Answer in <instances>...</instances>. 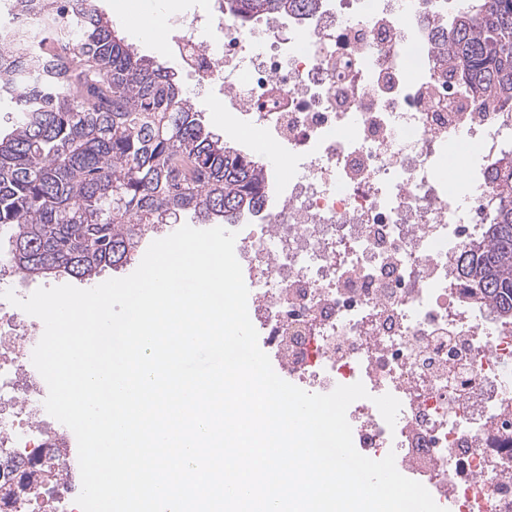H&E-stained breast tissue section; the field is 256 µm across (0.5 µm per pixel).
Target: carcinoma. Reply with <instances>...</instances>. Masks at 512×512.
<instances>
[{
	"instance_id": "carcinoma-1",
	"label": "carcinoma",
	"mask_w": 512,
	"mask_h": 512,
	"mask_svg": "<svg viewBox=\"0 0 512 512\" xmlns=\"http://www.w3.org/2000/svg\"><path fill=\"white\" fill-rule=\"evenodd\" d=\"M317 0H222L254 18H304ZM40 32L12 29L0 53V233L19 247L12 269L90 282L130 259L157 224L270 223L265 167L206 131L169 68L139 55L94 0H41ZM461 90L484 112L512 102V0H467L442 32ZM492 223L462 248L473 299L512 318V161L494 166Z\"/></svg>"
}]
</instances>
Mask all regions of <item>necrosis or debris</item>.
Masks as SVG:
<instances>
[{
	"label": "necrosis or debris",
	"mask_w": 512,
	"mask_h": 512,
	"mask_svg": "<svg viewBox=\"0 0 512 512\" xmlns=\"http://www.w3.org/2000/svg\"><path fill=\"white\" fill-rule=\"evenodd\" d=\"M446 0H319L245 28L172 16L176 55L288 162L280 206L235 255L278 374L311 392L362 382L356 449L453 512H512V320L465 299L457 256L491 221L487 171L512 114L448 109ZM39 338L0 298V512H79L72 441L44 407ZM401 402L387 425L373 402Z\"/></svg>",
	"instance_id": "obj_1"
}]
</instances>
